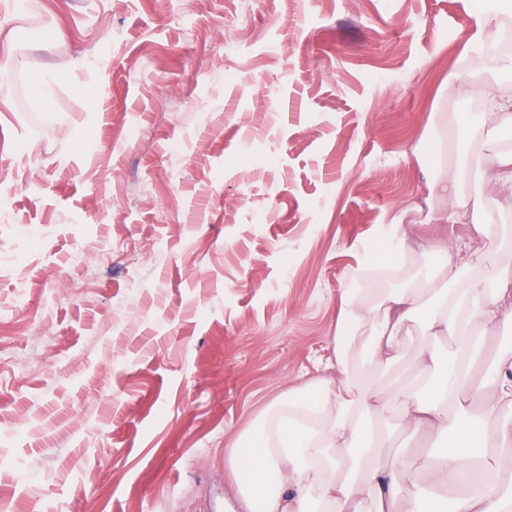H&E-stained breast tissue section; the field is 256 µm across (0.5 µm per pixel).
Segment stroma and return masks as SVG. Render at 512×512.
<instances>
[{
	"label": "stroma",
	"mask_w": 512,
	"mask_h": 512,
	"mask_svg": "<svg viewBox=\"0 0 512 512\" xmlns=\"http://www.w3.org/2000/svg\"><path fill=\"white\" fill-rule=\"evenodd\" d=\"M478 2L0 0V512H225L386 225L438 232Z\"/></svg>",
	"instance_id": "35a3bbf8"
}]
</instances>
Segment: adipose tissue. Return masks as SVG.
<instances>
[{
  "instance_id": "1",
  "label": "adipose tissue",
  "mask_w": 512,
  "mask_h": 512,
  "mask_svg": "<svg viewBox=\"0 0 512 512\" xmlns=\"http://www.w3.org/2000/svg\"><path fill=\"white\" fill-rule=\"evenodd\" d=\"M456 73L460 95H476L484 112L435 115L476 140L512 126V89L489 56L463 44ZM507 197L498 212L485 203L488 185ZM431 224H469L483 238L499 216L512 215V150L495 159L467 154L438 165L429 185ZM396 261L370 257L356 269L357 285L341 295L339 329L321 372L274 402L246 435L224 452V472L242 512H438L423 484L464 485L449 512H512V358L488 368L476 360L497 324L512 317V264L492 285L463 277L480 255L454 252L447 239L427 243L432 274L421 287L395 289L410 269L413 246L400 218L390 225ZM424 314L432 336L452 337L456 352L418 346L403 362L407 324ZM401 406L406 430L451 434L441 455L406 450L393 465L375 451L390 438L387 416Z\"/></svg>"
}]
</instances>
